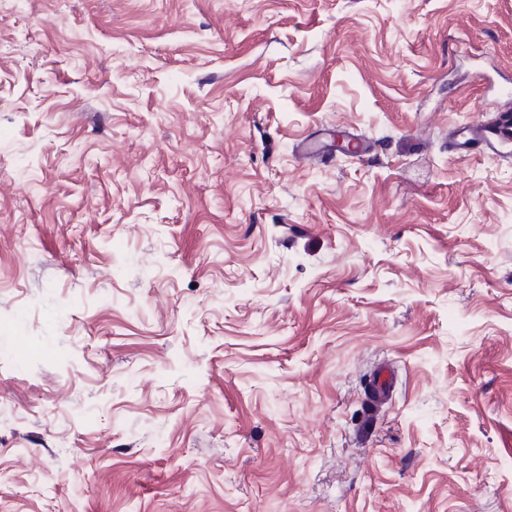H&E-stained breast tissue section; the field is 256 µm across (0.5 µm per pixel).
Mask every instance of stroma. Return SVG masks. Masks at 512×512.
<instances>
[{"label":"stroma","mask_w":512,"mask_h":512,"mask_svg":"<svg viewBox=\"0 0 512 512\" xmlns=\"http://www.w3.org/2000/svg\"><path fill=\"white\" fill-rule=\"evenodd\" d=\"M506 82L512 0H0V512H512ZM452 138L458 153L464 156L473 148L481 149L486 156L510 153L505 148L512 143V115L502 112L492 123H472L453 132Z\"/></svg>","instance_id":"35a3bbf8"}]
</instances>
